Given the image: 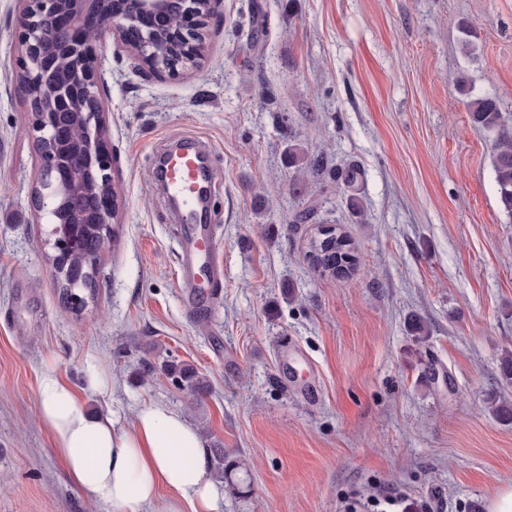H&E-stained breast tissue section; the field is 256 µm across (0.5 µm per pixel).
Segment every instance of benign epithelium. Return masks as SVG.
Returning a JSON list of instances; mask_svg holds the SVG:
<instances>
[{"instance_id":"7a95c632","label":"benign epithelium","mask_w":512,"mask_h":512,"mask_svg":"<svg viewBox=\"0 0 512 512\" xmlns=\"http://www.w3.org/2000/svg\"><path fill=\"white\" fill-rule=\"evenodd\" d=\"M24 2L16 32L17 87L41 161L30 203L53 225V263L66 279L76 253L74 227L95 224L109 238L117 213L100 75L104 38L113 37L144 72L176 76L199 66L221 0ZM62 144L79 163L60 160Z\"/></svg>"}]
</instances>
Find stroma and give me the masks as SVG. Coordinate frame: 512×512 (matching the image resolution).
Masks as SVG:
<instances>
[{
	"label": "stroma",
	"instance_id": "stroma-1",
	"mask_svg": "<svg viewBox=\"0 0 512 512\" xmlns=\"http://www.w3.org/2000/svg\"><path fill=\"white\" fill-rule=\"evenodd\" d=\"M22 0H0V512H112L72 484L37 414L56 369L83 406L129 425L182 412L206 448L247 468L215 479L222 512H347L400 495L403 512H486L512 484V223L494 137L512 131V0H223L198 69L146 75L106 41V122L120 196L82 312L65 307L29 203L40 159L15 88ZM205 142L207 222L221 284L181 286L185 226L161 154ZM322 157L319 177L289 146ZM358 165L357 191L330 169ZM323 224L361 258L348 278L308 264ZM193 367L198 395L165 366ZM106 367V388L86 382ZM469 112L475 123L490 133L497 132L493 150V171L503 213L512 223V135L504 129L505 118L495 95L473 99Z\"/></svg>",
	"mask_w": 512,
	"mask_h": 512
}]
</instances>
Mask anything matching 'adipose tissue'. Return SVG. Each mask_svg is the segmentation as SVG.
<instances>
[{
  "instance_id": "1",
  "label": "adipose tissue",
  "mask_w": 512,
  "mask_h": 512,
  "mask_svg": "<svg viewBox=\"0 0 512 512\" xmlns=\"http://www.w3.org/2000/svg\"><path fill=\"white\" fill-rule=\"evenodd\" d=\"M38 418L88 501L112 512H220L202 436L181 412L149 403L122 427L111 414L86 410L51 370L39 383ZM164 490L172 501L162 511Z\"/></svg>"
}]
</instances>
